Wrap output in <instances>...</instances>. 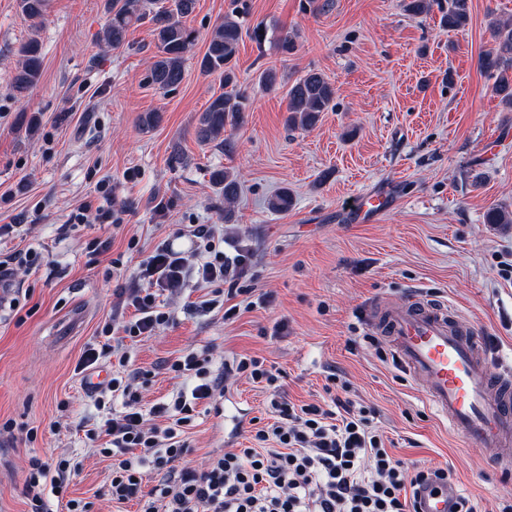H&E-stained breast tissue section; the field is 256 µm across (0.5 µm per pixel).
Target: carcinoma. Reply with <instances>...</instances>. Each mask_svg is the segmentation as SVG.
<instances>
[{
	"label": "carcinoma",
	"mask_w": 512,
	"mask_h": 512,
	"mask_svg": "<svg viewBox=\"0 0 512 512\" xmlns=\"http://www.w3.org/2000/svg\"><path fill=\"white\" fill-rule=\"evenodd\" d=\"M109 22L102 35L108 48H120L127 42L132 26L146 20L152 25L156 51L147 81L167 93L175 90L185 77V55L196 40L195 32L186 27L184 18L193 13L196 0H106ZM47 0H17L21 14L30 19L44 16ZM443 25L450 30L465 27L469 20V0H448V10L442 15ZM490 30L497 48L485 53L481 67L496 75L495 93L512 106V24L493 22ZM244 25L238 15L230 13L218 22L210 35L207 50L200 61L201 71L216 74L224 81L226 91L215 95L199 118L198 137L204 143L227 144L226 132L238 126L249 106L244 92L237 89L236 54L242 41ZM17 54L20 62L12 73L11 86L22 95L41 76V43L33 31L22 42ZM335 88L324 74L309 71L297 78L288 89V124L308 128L316 124L322 113L331 108ZM213 186L224 196V222L232 220V205L241 189V175L228 169L211 175ZM293 200L288 190L275 193L268 202L270 210L286 212Z\"/></svg>",
	"instance_id": "obj_1"
}]
</instances>
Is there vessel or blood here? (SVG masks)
<instances>
[{"label":"vessel or blood","mask_w":512,"mask_h":512,"mask_svg":"<svg viewBox=\"0 0 512 512\" xmlns=\"http://www.w3.org/2000/svg\"><path fill=\"white\" fill-rule=\"evenodd\" d=\"M365 319L403 373L424 385L429 405L447 416L450 429L501 468L512 467V367L492 369L484 340L453 309L416 293L381 311L366 310ZM459 495L454 484L421 485L417 512H455Z\"/></svg>","instance_id":"vessel-or-blood-1"}]
</instances>
